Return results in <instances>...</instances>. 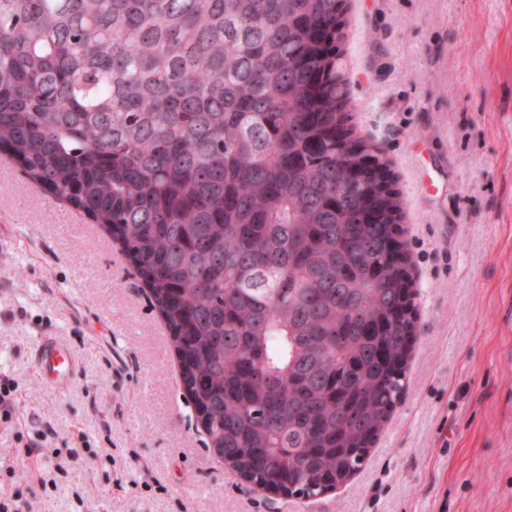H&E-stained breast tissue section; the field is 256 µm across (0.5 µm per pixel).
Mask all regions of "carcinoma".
Listing matches in <instances>:
<instances>
[{
  "mask_svg": "<svg viewBox=\"0 0 512 512\" xmlns=\"http://www.w3.org/2000/svg\"><path fill=\"white\" fill-rule=\"evenodd\" d=\"M343 16L340 0H0V150L132 260L211 447L309 497L365 461L415 330L387 164L336 142L354 135Z\"/></svg>",
  "mask_w": 512,
  "mask_h": 512,
  "instance_id": "1",
  "label": "carcinoma"
}]
</instances>
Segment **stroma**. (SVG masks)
Masks as SVG:
<instances>
[{"label": "stroma", "mask_w": 512, "mask_h": 512, "mask_svg": "<svg viewBox=\"0 0 512 512\" xmlns=\"http://www.w3.org/2000/svg\"><path fill=\"white\" fill-rule=\"evenodd\" d=\"M357 136L403 207L418 314L403 391L362 468L312 497L209 448L170 332L118 245L0 155V497L14 512H512V0H346ZM69 343L63 390L37 374ZM34 361L44 383L65 387L76 370L75 354L70 346L56 336H44L34 350Z\"/></svg>", "instance_id": "obj_1"}]
</instances>
